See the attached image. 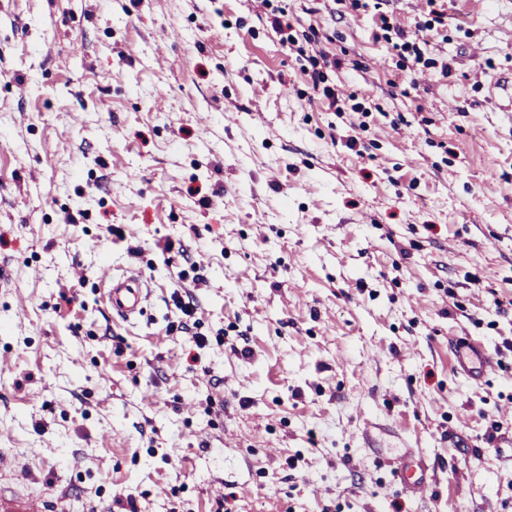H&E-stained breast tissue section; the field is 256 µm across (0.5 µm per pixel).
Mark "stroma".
Returning <instances> with one entry per match:
<instances>
[{"instance_id": "obj_1", "label": "stroma", "mask_w": 512, "mask_h": 512, "mask_svg": "<svg viewBox=\"0 0 512 512\" xmlns=\"http://www.w3.org/2000/svg\"><path fill=\"white\" fill-rule=\"evenodd\" d=\"M441 10L418 64L426 0H0V493L512 512V0ZM106 266L148 281L135 322ZM456 356L460 373L470 381H481L492 368V358L479 343H458ZM393 480L417 497L424 496L431 489L428 466L423 459H404L396 468Z\"/></svg>"}]
</instances>
